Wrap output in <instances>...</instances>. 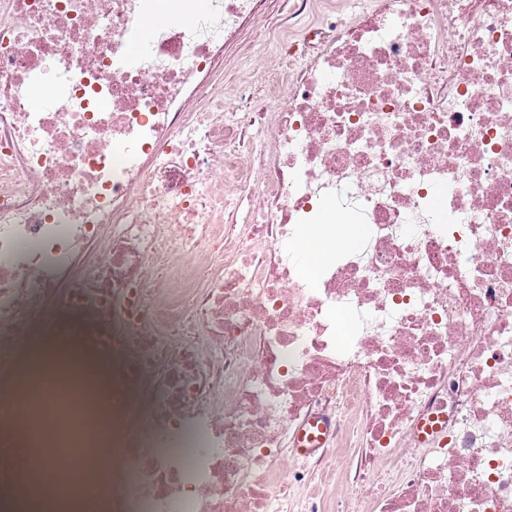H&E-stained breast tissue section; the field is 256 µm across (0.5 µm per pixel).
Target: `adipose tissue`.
Wrapping results in <instances>:
<instances>
[{
    "label": "adipose tissue",
    "mask_w": 512,
    "mask_h": 512,
    "mask_svg": "<svg viewBox=\"0 0 512 512\" xmlns=\"http://www.w3.org/2000/svg\"><path fill=\"white\" fill-rule=\"evenodd\" d=\"M359 229L337 228L330 233L322 228H305L300 232L301 246L312 265L330 261L339 244H355ZM19 384L34 393H42L48 381L66 383L79 381L84 389L98 395V402L88 411L94 428L92 442L85 453L95 462L96 470L108 468L112 460V407L109 387L97 361L75 343L49 339L33 349L24 359L16 375ZM0 442L24 450H39L42 469L15 482L5 501L6 512H79L80 502L57 501L48 490L46 477L54 450L38 426L18 427L9 421L0 422Z\"/></svg>",
    "instance_id": "1"
}]
</instances>
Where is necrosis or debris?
<instances>
[{
	"label": "necrosis or debris",
	"instance_id": "1",
	"mask_svg": "<svg viewBox=\"0 0 512 512\" xmlns=\"http://www.w3.org/2000/svg\"><path fill=\"white\" fill-rule=\"evenodd\" d=\"M267 4L150 27L140 0H0V376L79 330L133 393L124 482L78 478L80 387L0 412L56 440V497L114 512L335 481L373 512H512V0H291L277 94L225 104L224 48ZM352 215L359 246L299 262L302 228ZM321 440V436L315 437L314 435H307L304 429H302L296 436L294 444H293V453L290 452L289 447L283 448V453L285 458L292 464H296L300 466L301 464H305V459L300 457H306L314 454L318 448L317 445ZM299 456V457H297Z\"/></svg>",
	"mask_w": 512,
	"mask_h": 512
}]
</instances>
